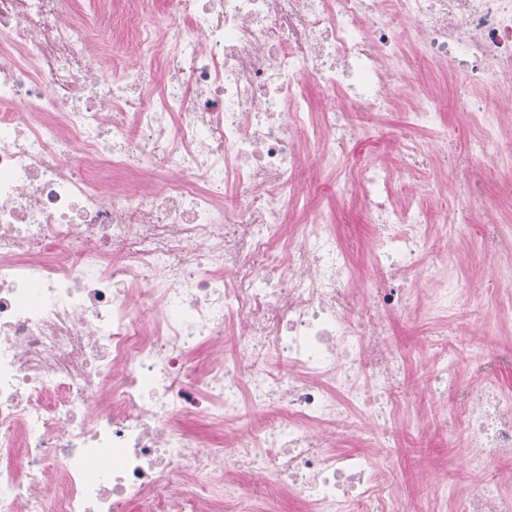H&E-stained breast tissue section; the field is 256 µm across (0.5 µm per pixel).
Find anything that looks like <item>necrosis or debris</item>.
I'll list each match as a JSON object with an SVG mask.
<instances>
[{"label":"necrosis or debris","instance_id":"necrosis-or-debris-1","mask_svg":"<svg viewBox=\"0 0 512 512\" xmlns=\"http://www.w3.org/2000/svg\"><path fill=\"white\" fill-rule=\"evenodd\" d=\"M422 61L461 88L471 152L495 155L512 0H0V512H273L284 491L371 512L377 463L336 439L375 419L387 445L409 280L437 281V308L470 288L428 262L448 128L435 98L407 101L429 139L337 178L373 226L368 281L308 208L298 137L343 168L351 114L389 111ZM454 365L433 359L434 406L461 393L471 461L511 460L512 392Z\"/></svg>","mask_w":512,"mask_h":512}]
</instances>
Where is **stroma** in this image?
Returning <instances> with one entry per match:
<instances>
[{"label":"stroma","mask_w":512,"mask_h":512,"mask_svg":"<svg viewBox=\"0 0 512 512\" xmlns=\"http://www.w3.org/2000/svg\"><path fill=\"white\" fill-rule=\"evenodd\" d=\"M359 121L376 128L377 133L355 140L348 148V158L397 157L399 144L393 133L401 126L400 112L363 115ZM442 121L448 127L449 175L473 172L484 181L483 213L472 215L466 224L440 227L449 236L448 246L455 255L450 275L472 280L477 289L444 313L433 307L434 284L421 283L416 289L414 311L392 321L394 348L405 360L399 397L405 423L396 433V445L391 450L394 467L388 478L397 487L401 512H457L461 498L512 466L493 458L478 467L467 464L465 450L456 440L465 427L458 395L449 396L448 412L439 420L428 400L432 358L442 346L454 344L461 336L471 339L469 348L456 361L463 383L489 378L512 391V325L494 316L495 305L505 292L497 281L501 260L485 245V222L489 219L496 221L500 235L512 238V176L500 172L494 159L470 156L464 134L470 125L467 114L450 109L443 113ZM304 178L318 187L309 201L310 209L331 208L339 219L337 231L342 240L359 244L353 254L357 268L371 274L367 247L372 228L358 201L336 200L333 180L323 162L312 163Z\"/></svg>","instance_id":"35a3bbf8"}]
</instances>
